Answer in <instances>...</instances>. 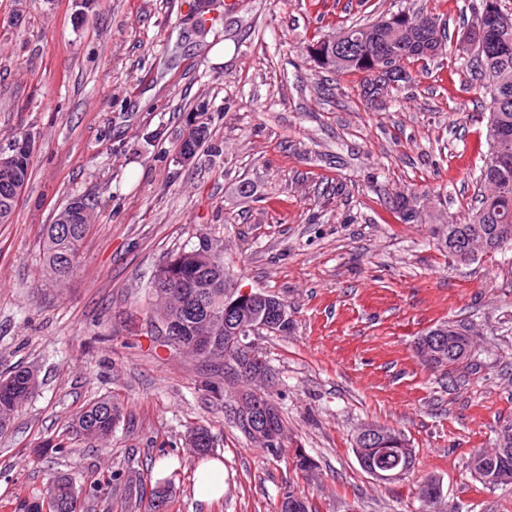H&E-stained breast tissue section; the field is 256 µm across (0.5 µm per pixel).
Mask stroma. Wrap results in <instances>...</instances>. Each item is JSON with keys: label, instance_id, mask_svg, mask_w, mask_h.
<instances>
[{"label": "stroma", "instance_id": "stroma-1", "mask_svg": "<svg viewBox=\"0 0 512 512\" xmlns=\"http://www.w3.org/2000/svg\"><path fill=\"white\" fill-rule=\"evenodd\" d=\"M478 2L239 0L228 12L211 0L218 20L201 34L197 0H0V151L32 140L30 178L0 224V374L24 366L40 381L0 436V512L50 476L80 485L95 472L116 480L84 512H125L123 480L144 471L173 482L166 512H275L290 489L320 512H425L430 476L442 512H512V484L483 488L468 467L512 425V249L462 266L433 239L434 225L467 220L488 154L489 98L454 62ZM401 6L439 15L446 41L397 92L366 100L362 75L333 83L309 61L313 33ZM199 112L207 136L185 162L177 146ZM409 192L421 222L391 212ZM75 197L94 221L58 286L42 268L44 226ZM202 229L241 287L288 303L293 331L257 344L314 481L249 439L230 398L210 392L214 372L147 324L153 273ZM456 320L472 328L475 365L448 375L415 342ZM105 396L124 407L111 438L72 434L76 411ZM374 422L409 439L413 473L382 483L361 468L353 440ZM199 424L224 464V495L207 504L185 445Z\"/></svg>", "mask_w": 512, "mask_h": 512}]
</instances>
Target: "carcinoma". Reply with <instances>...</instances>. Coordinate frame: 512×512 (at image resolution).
<instances>
[{"mask_svg": "<svg viewBox=\"0 0 512 512\" xmlns=\"http://www.w3.org/2000/svg\"><path fill=\"white\" fill-rule=\"evenodd\" d=\"M378 22L343 27L334 37H318L307 46V53L314 65L322 70L341 76L361 73L369 77L364 94L372 99L384 93L400 78L405 65L433 59L443 53L442 24L437 16L428 12L400 9ZM455 61L469 69L478 81L480 91L489 95V116L486 138L489 145L488 162L480 171L479 200L475 212L465 224H438L434 231L436 248L456 264L468 265L476 260L472 256L458 260L453 250L461 240L475 241V226H508L512 234V163L506 165L497 158H512V27L507 30L485 29L482 44L473 51L462 41H457ZM206 135V127L200 123L197 131L184 137L178 153L196 152ZM30 151L11 153L10 160L0 166V224H9L16 208L17 199L28 179ZM416 194L403 196L394 202L395 213L406 223L422 220L415 207ZM92 215L80 217L78 224L45 225L42 244V264L47 276L56 284L66 283L80 265L84 241L91 227ZM174 277L173 287L160 294L156 283ZM236 286L234 278L224 266V244L216 241L211 252L197 243L190 249L172 253L154 274L149 288L150 298L156 302L150 320L168 317L178 321L181 336L175 349L200 355L194 342L203 322L224 327V295ZM206 296L203 312L188 317L181 313L184 294ZM216 374L224 375L228 384L239 383L250 390L255 383L238 371L236 349L227 344L220 352L205 360ZM39 387L38 375L29 368H20L0 376V436L5 434L19 408ZM124 418L121 402L103 397L81 407L72 420V429L81 435L97 440H107ZM382 433L379 449L368 454L378 463L388 466L415 464L414 450L409 448L405 436L393 428L377 426ZM195 443H187L193 454L204 457L212 450V438L208 430L195 426L190 430ZM471 472L478 474L477 481L486 488L512 484V437L502 448L491 452L477 451L469 461ZM166 487L167 498H172L174 487L169 480L148 484L146 480L130 482L127 498L131 501L148 502L156 508L154 499L158 489ZM287 503L297 506V512H319L318 507L304 496L290 490L284 493ZM82 493L64 475L49 478L40 497L35 501H20L14 512H82Z\"/></svg>", "mask_w": 512, "mask_h": 512, "instance_id": "carcinoma-1", "label": "carcinoma"}]
</instances>
